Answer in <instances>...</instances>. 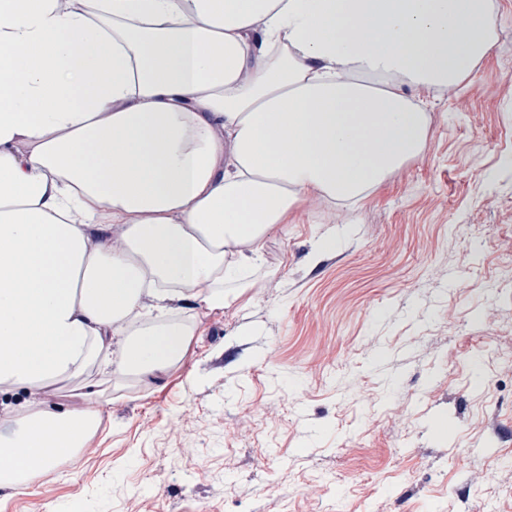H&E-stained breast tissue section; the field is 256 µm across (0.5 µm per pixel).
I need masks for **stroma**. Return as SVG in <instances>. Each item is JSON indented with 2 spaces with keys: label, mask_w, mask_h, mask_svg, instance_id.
<instances>
[{
  "label": "stroma",
  "mask_w": 512,
  "mask_h": 512,
  "mask_svg": "<svg viewBox=\"0 0 512 512\" xmlns=\"http://www.w3.org/2000/svg\"><path fill=\"white\" fill-rule=\"evenodd\" d=\"M437 89L417 157L360 207L308 196L155 378L91 366L86 447L0 512H512V0ZM336 245L318 260L320 237Z\"/></svg>",
  "instance_id": "1"
}]
</instances>
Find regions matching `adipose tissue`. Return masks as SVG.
I'll return each mask as SVG.
<instances>
[{
    "instance_id": "ef3b65f1",
    "label": "adipose tissue",
    "mask_w": 512,
    "mask_h": 512,
    "mask_svg": "<svg viewBox=\"0 0 512 512\" xmlns=\"http://www.w3.org/2000/svg\"><path fill=\"white\" fill-rule=\"evenodd\" d=\"M495 35L493 0H0V385L179 362L169 302L230 306L305 197L370 196L426 139L407 87L463 82ZM98 422L92 385L7 410L0 490Z\"/></svg>"
}]
</instances>
